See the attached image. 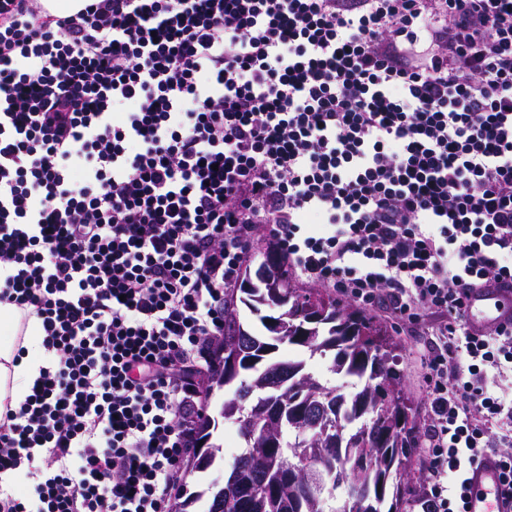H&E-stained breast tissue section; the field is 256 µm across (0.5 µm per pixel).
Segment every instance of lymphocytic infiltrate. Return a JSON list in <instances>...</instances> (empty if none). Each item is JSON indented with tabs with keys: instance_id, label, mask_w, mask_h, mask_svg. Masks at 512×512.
<instances>
[{
	"instance_id": "obj_1",
	"label": "lymphocytic infiltrate",
	"mask_w": 512,
	"mask_h": 512,
	"mask_svg": "<svg viewBox=\"0 0 512 512\" xmlns=\"http://www.w3.org/2000/svg\"><path fill=\"white\" fill-rule=\"evenodd\" d=\"M262 225L305 279L435 316L417 512H464L487 452L512 495V327L463 311L512 281V0H0V300L48 354L0 512H167Z\"/></svg>"
}]
</instances>
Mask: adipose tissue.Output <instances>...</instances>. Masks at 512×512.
<instances>
[{"label":"adipose tissue","mask_w":512,"mask_h":512,"mask_svg":"<svg viewBox=\"0 0 512 512\" xmlns=\"http://www.w3.org/2000/svg\"><path fill=\"white\" fill-rule=\"evenodd\" d=\"M44 360L37 318L22 321L15 305L0 302V406L24 401Z\"/></svg>","instance_id":"obj_1"}]
</instances>
